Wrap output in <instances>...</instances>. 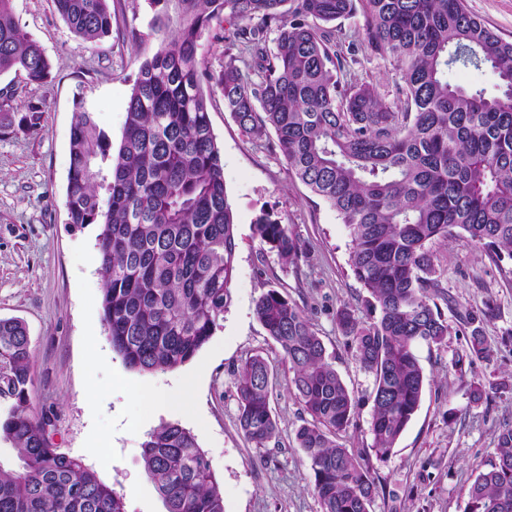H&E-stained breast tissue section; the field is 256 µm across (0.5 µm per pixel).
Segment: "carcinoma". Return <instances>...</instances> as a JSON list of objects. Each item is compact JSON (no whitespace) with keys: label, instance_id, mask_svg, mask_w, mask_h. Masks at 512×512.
<instances>
[{"label":"carcinoma","instance_id":"obj_1","mask_svg":"<svg viewBox=\"0 0 512 512\" xmlns=\"http://www.w3.org/2000/svg\"><path fill=\"white\" fill-rule=\"evenodd\" d=\"M0 0V75L22 71L44 83L51 64ZM111 0H53L82 40L112 33ZM174 3L176 32L142 62L126 107L121 143L112 150L93 113L73 115L67 187L69 223L97 224L96 261L104 278L102 321L113 349L140 372L175 369L213 336L230 304L235 270L234 218L224 165L209 120L204 86L217 87L246 134L274 132L289 169L338 213L350 231V266L379 312L364 324L348 306L336 323L360 367L374 379L371 449L384 456L415 416L425 375L415 346L448 336L446 305L468 329L467 350L451 362L489 355L484 325L496 317L490 298L475 308L448 300L432 244L456 236L501 261H512V41L464 0H360L362 38L347 52L389 61L403 99L385 101L377 85L341 80L334 23L355 0H152ZM250 22L233 39L252 63L227 54L216 73L197 55L215 17ZM276 30L274 48L267 34ZM490 67L499 94L448 82V69ZM260 240L281 261L302 256L288 225L261 213ZM280 347L297 397L310 419L296 431L309 461L320 512H372L379 485L364 456L338 442L354 398L328 361L304 311L272 288L256 304ZM34 377L29 336L0 319V512H125L122 498L79 459L49 443L31 412ZM239 426L264 447L278 433L270 406V364L260 354L238 372ZM473 403L512 394L507 378L469 384ZM144 472L166 512H224V497L194 435L177 423L148 434ZM463 512H512V425L496 436L495 455L469 484Z\"/></svg>","mask_w":512,"mask_h":512}]
</instances>
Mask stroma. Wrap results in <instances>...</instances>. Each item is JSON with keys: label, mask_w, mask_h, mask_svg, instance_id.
Masks as SVG:
<instances>
[{"label": "stroma", "mask_w": 512, "mask_h": 512, "mask_svg": "<svg viewBox=\"0 0 512 512\" xmlns=\"http://www.w3.org/2000/svg\"><path fill=\"white\" fill-rule=\"evenodd\" d=\"M12 7L43 47L52 79L38 85L21 71L0 75V95H12L14 105L0 112V318L21 319L28 328L31 407L47 419L52 446L112 485L126 512H165L144 473L142 444L151 430L175 422L205 452L224 495V512H320L309 462L295 440L307 412L280 348L255 315L258 297L274 288L304 310L355 396V416L342 441L365 450L379 481L372 512H462L472 476L494 455L500 425L512 422L511 394L478 405L468 396L470 382L512 375V261H494L461 239L433 244L451 299L473 307L494 299L497 316L484 328L491 355L465 375L455 374L451 361L467 347L455 322L445 344L418 346L425 374L420 407L388 455L377 456L370 449L373 377L359 366L336 324L344 305L359 321L372 319L367 294L350 267L349 231L282 155L269 150L273 134L243 133L215 88L209 118L235 221L231 302L190 361L165 371L130 369L101 321L103 281L95 261L100 228L67 221L70 130L74 112L83 108L120 144L132 83L162 35L176 30V14L164 13L157 27L150 0H112V34L92 45L70 31L52 0H12ZM237 26L222 15L203 29L198 57L208 69L220 70ZM134 31L139 40L131 39ZM346 78L373 82L386 100L396 96L395 72L380 57L359 55ZM32 106L42 117L29 130L20 120ZM265 211L297 237V265L282 263L256 236L254 222ZM255 354L271 367L270 405L278 426L276 439L261 448L245 438L237 419L238 371ZM137 391L145 399H134Z\"/></svg>", "instance_id": "1"}]
</instances>
